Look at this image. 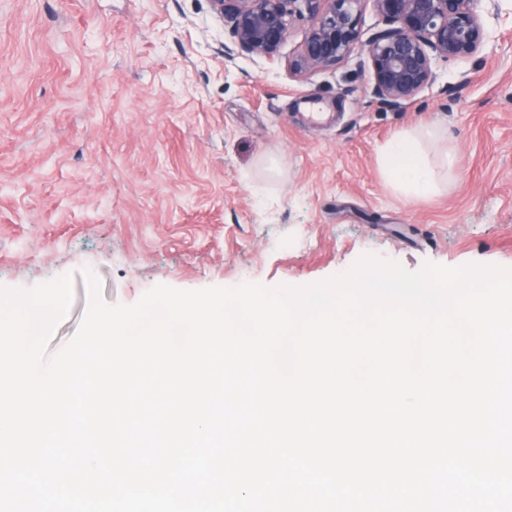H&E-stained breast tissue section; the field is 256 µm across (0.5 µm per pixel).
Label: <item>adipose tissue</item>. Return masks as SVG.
<instances>
[{
  "label": "adipose tissue",
  "mask_w": 512,
  "mask_h": 512,
  "mask_svg": "<svg viewBox=\"0 0 512 512\" xmlns=\"http://www.w3.org/2000/svg\"><path fill=\"white\" fill-rule=\"evenodd\" d=\"M433 128L424 133L407 132L395 137L383 152V169L393 185L404 195L415 197L435 188L434 176L422 150L421 139L433 135Z\"/></svg>",
  "instance_id": "adipose-tissue-1"
}]
</instances>
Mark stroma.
Here are the masks:
<instances>
[{
	"label": "stroma",
	"instance_id": "35a3bbf8",
	"mask_svg": "<svg viewBox=\"0 0 512 512\" xmlns=\"http://www.w3.org/2000/svg\"><path fill=\"white\" fill-rule=\"evenodd\" d=\"M436 59L395 110L366 55L297 74L306 18L277 60L235 55L211 0H0V287L72 277L49 352L80 327L85 271L108 304L182 290L302 287L363 256L512 268V19ZM430 122L433 193L386 179L389 141Z\"/></svg>",
	"mask_w": 512,
	"mask_h": 512
}]
</instances>
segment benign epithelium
<instances>
[{
    "instance_id": "1",
    "label": "benign epithelium",
    "mask_w": 512,
    "mask_h": 512,
    "mask_svg": "<svg viewBox=\"0 0 512 512\" xmlns=\"http://www.w3.org/2000/svg\"><path fill=\"white\" fill-rule=\"evenodd\" d=\"M241 54L275 58L295 16L310 24L288 67L296 73L334 67L360 50L371 62L369 94L395 108L413 104L435 80L437 57L476 54L487 34L477 0H372L386 28L361 38L354 9L363 0H212Z\"/></svg>"
}]
</instances>
